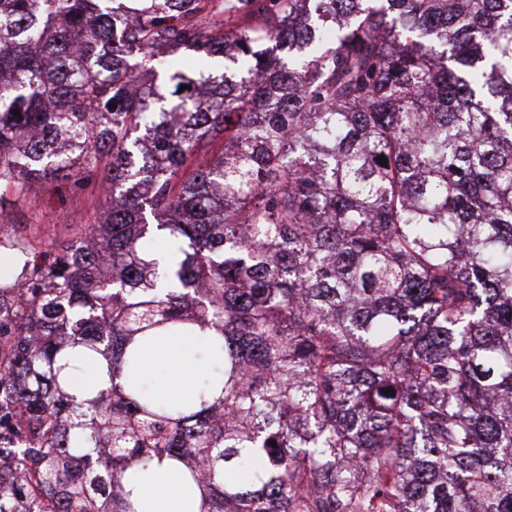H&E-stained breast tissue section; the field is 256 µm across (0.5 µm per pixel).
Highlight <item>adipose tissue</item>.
Segmentation results:
<instances>
[{"instance_id":"1","label":"adipose tissue","mask_w":512,"mask_h":512,"mask_svg":"<svg viewBox=\"0 0 512 512\" xmlns=\"http://www.w3.org/2000/svg\"><path fill=\"white\" fill-rule=\"evenodd\" d=\"M167 365L170 374L156 390L169 398H188L195 391L201 367L174 343L160 341L141 353L143 376H150L157 365ZM124 495L136 503L138 512H198L199 492L186 486L166 463H149L129 469L123 480Z\"/></svg>"}]
</instances>
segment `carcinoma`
I'll list each match as a JSON object with an SVG mask.
<instances>
[{
	"label": "carcinoma",
	"mask_w": 512,
	"mask_h": 512,
	"mask_svg": "<svg viewBox=\"0 0 512 512\" xmlns=\"http://www.w3.org/2000/svg\"><path fill=\"white\" fill-rule=\"evenodd\" d=\"M129 2L0 0V189L108 160L100 223L0 240V512L153 458L201 512H512V0ZM158 364L167 365L170 374L153 388L155 391L169 398H189L194 394L195 380L202 369L173 342L159 341L142 350L141 368L145 379L152 375ZM74 360V369L71 370L70 379L71 394L78 398L82 397L88 386L94 381H100L103 386L109 385L108 378L106 376L99 375L94 366L81 361L78 354H75Z\"/></svg>",
	"instance_id": "cac0c4a2"
}]
</instances>
